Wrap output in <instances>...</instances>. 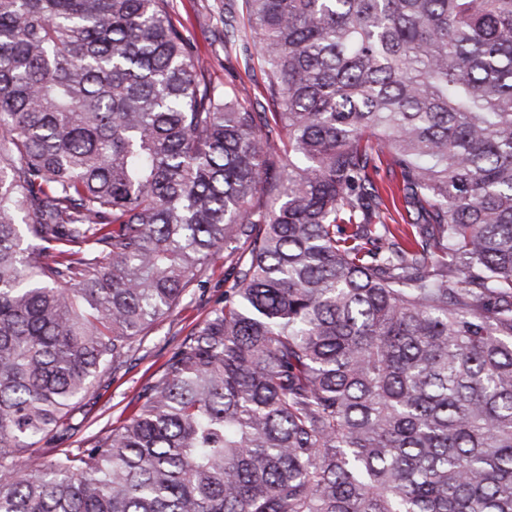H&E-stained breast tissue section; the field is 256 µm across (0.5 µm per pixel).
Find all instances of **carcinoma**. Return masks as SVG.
<instances>
[{"mask_svg":"<svg viewBox=\"0 0 512 512\" xmlns=\"http://www.w3.org/2000/svg\"><path fill=\"white\" fill-rule=\"evenodd\" d=\"M246 3L272 112L172 0H0V512H512V0ZM223 251L137 411L20 468Z\"/></svg>","mask_w":512,"mask_h":512,"instance_id":"carcinoma-1","label":"carcinoma"}]
</instances>
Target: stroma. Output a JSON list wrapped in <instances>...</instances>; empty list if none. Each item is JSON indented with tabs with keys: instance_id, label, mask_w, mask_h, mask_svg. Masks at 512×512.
Listing matches in <instances>:
<instances>
[{
	"instance_id": "35a3bbf8",
	"label": "stroma",
	"mask_w": 512,
	"mask_h": 512,
	"mask_svg": "<svg viewBox=\"0 0 512 512\" xmlns=\"http://www.w3.org/2000/svg\"><path fill=\"white\" fill-rule=\"evenodd\" d=\"M218 4L219 0H173L171 15L189 39L194 54L215 79L248 94H257L262 90L260 64L256 57L225 52ZM230 274V259L221 257L198 276L175 308L161 316L146 335L132 341L128 356L111 380L103 382L93 399L75 412L74 435L25 457L24 466L40 465L59 449L78 447L120 427L139 405L145 386L161 375L182 341L202 325L213 309L223 306L225 279Z\"/></svg>"
}]
</instances>
